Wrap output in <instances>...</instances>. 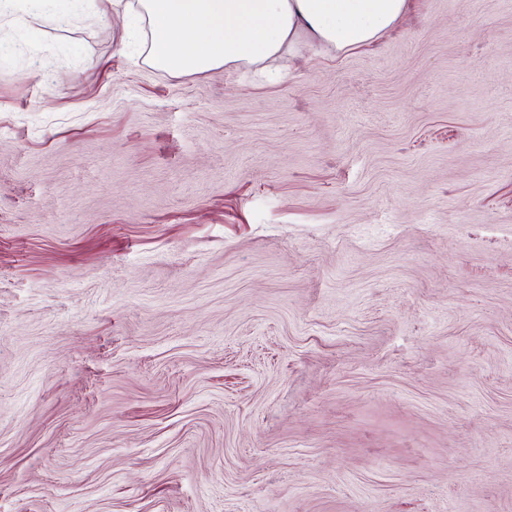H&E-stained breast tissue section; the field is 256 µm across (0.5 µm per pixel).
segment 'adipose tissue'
I'll return each instance as SVG.
<instances>
[{
  "label": "adipose tissue",
  "mask_w": 512,
  "mask_h": 512,
  "mask_svg": "<svg viewBox=\"0 0 512 512\" xmlns=\"http://www.w3.org/2000/svg\"><path fill=\"white\" fill-rule=\"evenodd\" d=\"M408 0H139L154 66L176 75L256 68L306 45L344 53L368 45L403 17Z\"/></svg>",
  "instance_id": "ef3b65f1"
}]
</instances>
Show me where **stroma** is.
<instances>
[{
    "label": "stroma",
    "instance_id": "1",
    "mask_svg": "<svg viewBox=\"0 0 512 512\" xmlns=\"http://www.w3.org/2000/svg\"><path fill=\"white\" fill-rule=\"evenodd\" d=\"M48 7L0 33V512H512V0L276 85Z\"/></svg>",
    "mask_w": 512,
    "mask_h": 512
}]
</instances>
